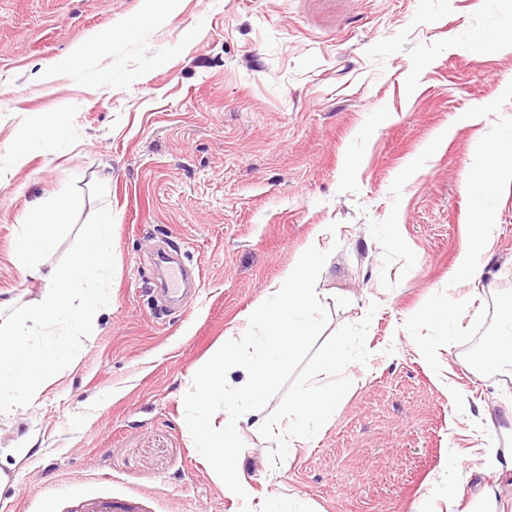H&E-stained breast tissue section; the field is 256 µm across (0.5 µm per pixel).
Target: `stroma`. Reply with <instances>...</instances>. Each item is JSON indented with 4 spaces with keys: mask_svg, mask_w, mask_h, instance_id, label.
<instances>
[{
    "mask_svg": "<svg viewBox=\"0 0 512 512\" xmlns=\"http://www.w3.org/2000/svg\"><path fill=\"white\" fill-rule=\"evenodd\" d=\"M511 82L512 0H0V299H38L42 282L14 259L18 221L69 179L81 218L112 212L115 260L108 309L73 362L0 414V512H76L88 496L241 512L202 463L182 395L314 238L331 253L326 331L369 320L370 358L279 466L243 429L249 483L314 512H448L453 452L474 512L487 487L512 500V470H482L512 448V373L439 348L479 414L459 421L404 328L442 290L469 298L466 327L512 289V186L483 276L451 282L475 149L497 118L463 115ZM48 123L66 134L46 145ZM97 180L101 203L87 195ZM160 248L196 280L167 311L142 282Z\"/></svg>",
    "mask_w": 512,
    "mask_h": 512,
    "instance_id": "obj_1",
    "label": "stroma"
}]
</instances>
